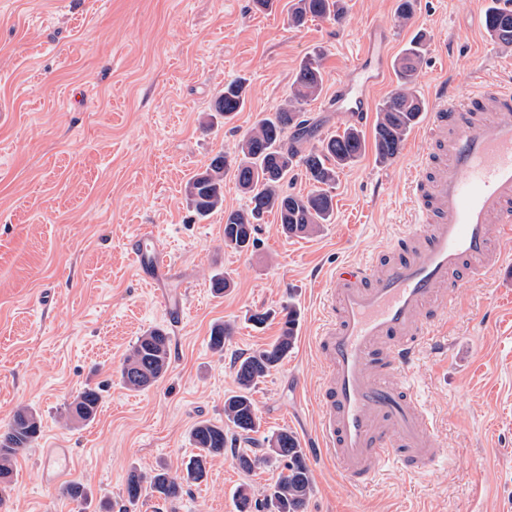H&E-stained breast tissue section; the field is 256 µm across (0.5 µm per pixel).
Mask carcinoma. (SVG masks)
I'll use <instances>...</instances> for the list:
<instances>
[{"label": "carcinoma", "instance_id": "1", "mask_svg": "<svg viewBox=\"0 0 512 512\" xmlns=\"http://www.w3.org/2000/svg\"><path fill=\"white\" fill-rule=\"evenodd\" d=\"M344 0H293L288 12V25L303 26L309 20H339ZM490 38L512 44V8L492 6L485 17ZM425 35L417 34L403 49L395 65L398 79L396 93L378 110L373 130L376 161L386 164L403 149L408 133L419 123L424 103L415 89V80L424 61ZM324 72L317 57H309L300 65L286 103L276 112L261 119L236 145L234 155L216 153L204 170L186 184L185 194L194 210L202 217L224 208V175L232 173L239 190L247 198L244 209L224 211V245L238 252L255 246L257 224L264 214L275 213L282 232L289 237L317 233L320 226L331 223L334 215L332 189L339 174L354 166L365 154L366 141L361 130L348 126L343 131L322 139L318 145L302 148L307 120L302 118V105L318 98L323 91ZM246 104V80L224 84V90L213 101L212 110L231 119ZM301 170L311 189L294 194L284 189L288 175ZM297 311L288 308L283 316L280 335L267 347L238 361L237 391L224 400V417L233 427L237 439L251 442L261 422L251 392L272 369L288 356L296 340ZM232 335L228 325L212 328L210 346L221 351ZM170 336L155 327L137 337L126 355L121 379L132 390L147 389L160 381L169 369ZM101 403L100 393L86 388L67 408L68 418L77 422L94 420ZM41 432L37 413L29 408L16 411L12 421L0 430V484L9 482L17 455L36 441ZM189 439L197 453L190 460L186 475L172 476L165 469L143 473L133 470L126 482L130 503L150 491L164 501L182 497L185 486L201 480L208 461L224 455L227 435L224 427L209 421L196 423ZM266 456L258 457L242 450L236 455L238 467L252 471L261 463L275 459L283 469L264 492V501L272 502L276 512H305L313 491L312 474L303 448L293 432L286 429L266 441Z\"/></svg>", "mask_w": 512, "mask_h": 512}]
</instances>
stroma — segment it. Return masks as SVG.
Segmentation results:
<instances>
[{
  "label": "stroma",
  "mask_w": 512,
  "mask_h": 512,
  "mask_svg": "<svg viewBox=\"0 0 512 512\" xmlns=\"http://www.w3.org/2000/svg\"><path fill=\"white\" fill-rule=\"evenodd\" d=\"M340 22L288 26L291 0L267 11L253 0H0V426L23 407L37 411L38 440L19 455L0 512H237L240 486L263 492L282 464L242 472L234 448L212 459L202 481L168 503L128 502L131 471L165 467L183 475L195 449L191 428L225 425L235 365L280 334L279 312L299 314L295 345L252 392L260 436L292 431L313 479L306 512H512V270L482 285L454 286L447 354L423 348L413 366L434 437L450 461L409 475L392 469L355 486L316 451V394L323 367L312 346L321 318V277L387 249L410 211L404 181L421 148L408 134L400 155L373 151L339 176L331 223L285 237L265 215L257 245H224V213L244 208L233 176L224 208L200 217L184 187L220 151L288 97L300 62L320 54L324 85L352 67L363 35L394 33L400 55L427 35L420 96L442 82L492 76L512 45H492L474 28L492 0H418L400 25L398 0H345ZM495 53H486V46ZM247 78L248 101L232 121L210 114L225 83ZM152 225L170 255L159 288L146 287L127 241ZM231 281L214 294L210 279ZM179 297L172 320L159 293ZM272 311L264 325L251 316ZM233 334L211 349L210 329ZM153 327L170 336V367L143 391L120 378L125 354ZM98 389L94 421L67 420L69 403ZM46 448H68L72 466L48 485ZM84 485L72 501L65 485Z\"/></svg>",
  "instance_id": "1"
}]
</instances>
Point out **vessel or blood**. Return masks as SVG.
Segmentation results:
<instances>
[{"label": "vessel or blood", "mask_w": 512, "mask_h": 512, "mask_svg": "<svg viewBox=\"0 0 512 512\" xmlns=\"http://www.w3.org/2000/svg\"><path fill=\"white\" fill-rule=\"evenodd\" d=\"M391 45L390 30H368L325 111L363 125L376 90L389 84ZM421 139L419 168L406 184L411 219L388 254L323 277L316 447L359 487L389 467L416 474L441 459L411 370L456 306L449 277L479 284L512 264L504 250L512 242V79L441 85ZM127 248L144 283L167 271L168 251L149 226ZM41 465L44 482L57 483L70 453L45 449Z\"/></svg>", "instance_id": "b4317fda"}]
</instances>
